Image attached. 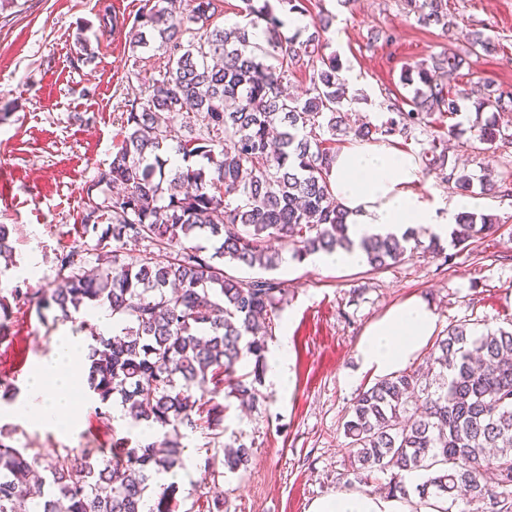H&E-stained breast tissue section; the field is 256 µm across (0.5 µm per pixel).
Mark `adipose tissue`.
I'll return each instance as SVG.
<instances>
[{"label": "adipose tissue", "instance_id": "1", "mask_svg": "<svg viewBox=\"0 0 512 512\" xmlns=\"http://www.w3.org/2000/svg\"><path fill=\"white\" fill-rule=\"evenodd\" d=\"M333 192L347 213L351 249L309 256V264L349 269L360 266L364 254L362 238L402 235L410 226L424 224L433 233L447 235L450 224L470 202L458 198L441 207L420 188L418 158L387 142L360 143L339 152L331 169ZM437 316L420 297L394 307L369 324L357 346L363 372L386 376L412 363L433 336ZM86 354L77 336L62 337L49 358L38 362L28 383V399L12 407L15 417L37 418L41 425L66 433L75 396L84 374ZM310 512H407L395 498L374 493L339 492L313 502Z\"/></svg>", "mask_w": 512, "mask_h": 512}]
</instances>
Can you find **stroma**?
<instances>
[{"label":"stroma","mask_w":512,"mask_h":512,"mask_svg":"<svg viewBox=\"0 0 512 512\" xmlns=\"http://www.w3.org/2000/svg\"><path fill=\"white\" fill-rule=\"evenodd\" d=\"M147 6L148 0H18L0 13V173L11 181L0 195V224L11 228L16 261L0 288L48 287L64 249L95 259L97 238L81 225L84 204L111 195L98 175L121 140L120 115L127 100L147 97L151 75L167 62L161 44L137 53L129 46L128 33ZM327 12L334 16L330 48L355 74L344 104L350 121L376 120L387 104L411 98V88L399 82L402 67L443 52L465 60L452 88L476 91L490 82L512 94V0H448L446 30L418 22L405 0H354L348 8L311 0L301 22L311 25ZM472 29L492 35L498 53L473 54L466 38ZM475 118L472 100H463L448 163L471 177L473 210L494 215L496 232L458 245L444 241L446 263L421 253L379 272L364 264L336 271L282 263L274 276L286 292L265 343L288 332L293 388L285 393L261 384L252 404L226 399L217 430L185 433L183 467L150 481L168 490L162 512H207L215 486L224 492L222 512H309L317 499L386 484L381 474L365 484L347 481L344 416L359 390L375 382L355 372L365 327L413 296L431 302L440 333L458 323L479 331L512 326V194H486L479 186L488 174L512 185V142L485 149L472 129ZM75 332L90 334L69 322H43L34 306H13L0 340V408L24 396L54 340ZM74 413L78 426L64 435L7 416L0 428L42 467L67 448L108 456L139 437L129 423L103 426L88 399ZM239 446L250 450L246 467L200 468L205 454Z\"/></svg>","instance_id":"1"}]
</instances>
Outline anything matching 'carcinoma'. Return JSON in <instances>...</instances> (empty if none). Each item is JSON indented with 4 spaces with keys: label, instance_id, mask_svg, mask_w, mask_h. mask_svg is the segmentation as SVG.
Wrapping results in <instances>:
<instances>
[{
    "label": "carcinoma",
    "instance_id": "obj_1",
    "mask_svg": "<svg viewBox=\"0 0 512 512\" xmlns=\"http://www.w3.org/2000/svg\"><path fill=\"white\" fill-rule=\"evenodd\" d=\"M248 25L212 27L214 0H190L186 16L175 19L154 4L139 13L128 33L132 49L158 39L167 63L151 79L147 98L126 104L125 135L112 152L98 183L119 191L87 204L85 232L98 235L95 266L83 251L56 254L58 280L36 296V313L53 323L77 320L86 309L105 306L118 327L113 335L92 331L84 386L95 416L109 424L113 397L135 424L163 433L142 437L117 458H92L69 449L58 454L44 476L27 449L0 433V512H142L153 475L182 465L180 429H216L224 419V395L242 403L259 395L265 372V338L260 321L281 303L285 288L274 278L241 277L229 265L273 270L278 240L301 262L317 252L352 245L347 214L332 193L334 144L411 138L436 122L459 115L462 95L448 86L463 59L443 54L404 67L402 85L413 89L407 107L393 106L379 124L352 128L343 111L348 87L343 64L325 53L330 23L313 24L306 38L284 35L285 18L307 12L306 0H242ZM417 21L450 26L448 0H406ZM262 28L265 44L249 29ZM476 54L490 56L499 44L479 30L468 33ZM306 60L311 70L305 96L284 91L288 68L264 62ZM512 96L492 88L475 102L506 111ZM191 114L203 135L187 137L171 119ZM480 143L493 146L508 134L496 118L476 121ZM182 164L167 172L162 154ZM213 165L208 173L193 159ZM426 172L446 175L456 193L472 192L466 174L447 171L443 138L423 149ZM110 224L102 225L103 219ZM454 240L488 234L489 214L458 217ZM211 248L195 243L201 235ZM415 234L364 239L360 247L373 271L405 260ZM144 246L134 255L132 249ZM10 230L0 224L3 271L13 265ZM0 294V336L7 335L11 301ZM253 368L237 374V366ZM430 361L434 383L419 372L399 371L357 394L345 416L348 474L367 483L373 473L388 476L387 496L406 499V475L419 474V501L448 504L459 497L479 502L483 512H512V330L477 335L464 324L450 325L436 339ZM250 451L224 453L231 471L247 465Z\"/></svg>",
    "mask_w": 512,
    "mask_h": 512
}]
</instances>
